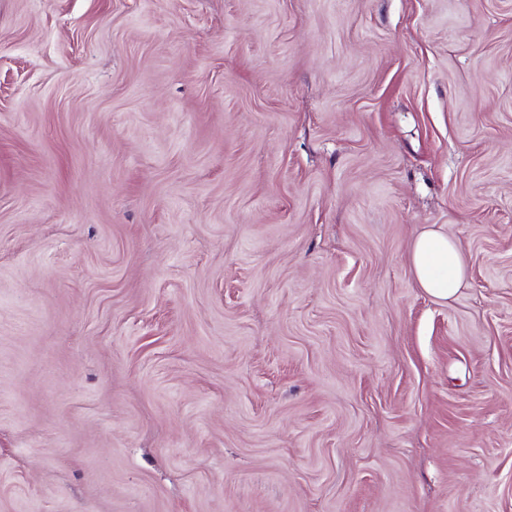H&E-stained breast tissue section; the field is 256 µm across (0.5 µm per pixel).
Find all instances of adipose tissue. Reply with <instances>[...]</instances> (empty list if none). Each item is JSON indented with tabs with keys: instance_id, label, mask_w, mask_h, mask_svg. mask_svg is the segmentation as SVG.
Returning <instances> with one entry per match:
<instances>
[{
	"instance_id": "ef3b65f1",
	"label": "adipose tissue",
	"mask_w": 512,
	"mask_h": 512,
	"mask_svg": "<svg viewBox=\"0 0 512 512\" xmlns=\"http://www.w3.org/2000/svg\"><path fill=\"white\" fill-rule=\"evenodd\" d=\"M411 265L418 288L445 300L462 287L466 266L457 242L436 230L422 231L411 248Z\"/></svg>"
}]
</instances>
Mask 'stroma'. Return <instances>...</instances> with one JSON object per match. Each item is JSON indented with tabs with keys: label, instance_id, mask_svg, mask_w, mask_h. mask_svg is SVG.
Segmentation results:
<instances>
[{
	"label": "stroma",
	"instance_id": "35a3bbf8",
	"mask_svg": "<svg viewBox=\"0 0 512 512\" xmlns=\"http://www.w3.org/2000/svg\"><path fill=\"white\" fill-rule=\"evenodd\" d=\"M0 512H512V0H0ZM410 258L417 287L435 299L448 300L465 281L459 245L439 231H422L412 244Z\"/></svg>",
	"mask_w": 512,
	"mask_h": 512
}]
</instances>
